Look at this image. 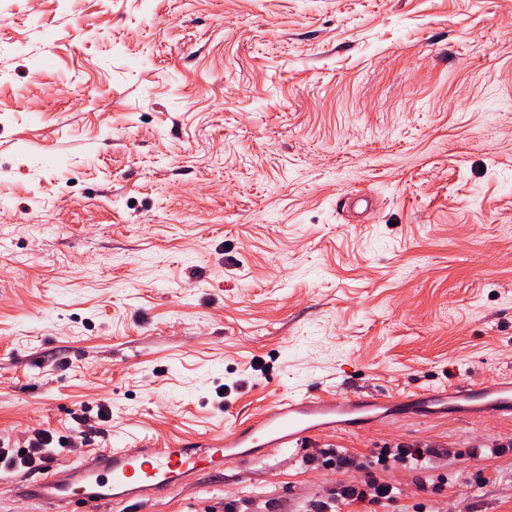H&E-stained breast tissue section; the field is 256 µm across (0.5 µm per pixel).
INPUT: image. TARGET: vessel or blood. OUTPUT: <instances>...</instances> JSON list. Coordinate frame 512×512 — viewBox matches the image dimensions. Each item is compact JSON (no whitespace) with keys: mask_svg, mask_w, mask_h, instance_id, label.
<instances>
[{"mask_svg":"<svg viewBox=\"0 0 512 512\" xmlns=\"http://www.w3.org/2000/svg\"><path fill=\"white\" fill-rule=\"evenodd\" d=\"M412 399L427 405L456 400L463 402L466 416L511 418L512 378L456 385L444 391L419 388ZM396 404L395 398L379 393L355 394L335 402L308 389L269 404L250 421L220 436L164 447L146 439L130 448L94 449L77 461L49 467L38 480L24 483L21 491L44 512H124L133 504L177 496L200 473H220L232 464L255 462L267 449L302 451L322 432L365 430Z\"/></svg>","mask_w":512,"mask_h":512,"instance_id":"vessel-or-blood-1","label":"vessel or blood"}]
</instances>
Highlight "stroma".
I'll return each mask as SVG.
<instances>
[{
    "mask_svg": "<svg viewBox=\"0 0 512 512\" xmlns=\"http://www.w3.org/2000/svg\"><path fill=\"white\" fill-rule=\"evenodd\" d=\"M512 375V0H0V439H196ZM512 418L396 415L130 512H308L380 448L512 512ZM87 446V447H88ZM0 470V512H40Z\"/></svg>",
    "mask_w": 512,
    "mask_h": 512,
    "instance_id": "stroma-1",
    "label": "stroma"
}]
</instances>
